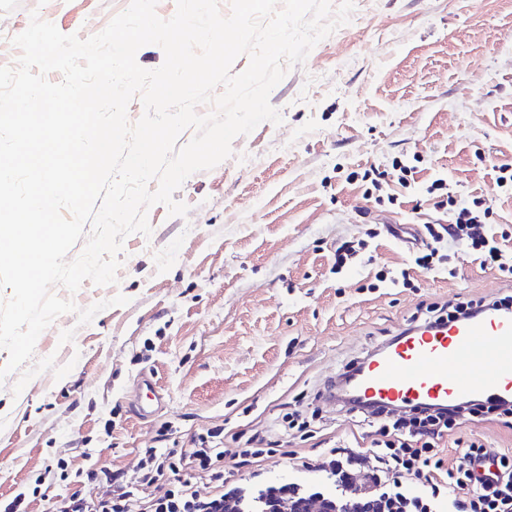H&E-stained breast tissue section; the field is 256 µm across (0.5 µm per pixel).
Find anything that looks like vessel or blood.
I'll list each match as a JSON object with an SVG mask.
<instances>
[{
    "instance_id": "obj_1",
    "label": "vessel or blood",
    "mask_w": 512,
    "mask_h": 512,
    "mask_svg": "<svg viewBox=\"0 0 512 512\" xmlns=\"http://www.w3.org/2000/svg\"><path fill=\"white\" fill-rule=\"evenodd\" d=\"M347 386L366 405L449 406L512 401V311L484 307L450 323L401 329L353 372ZM134 408L162 411L153 375L138 377Z\"/></svg>"
}]
</instances>
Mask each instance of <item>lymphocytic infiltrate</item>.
Here are the masks:
<instances>
[{
  "mask_svg": "<svg viewBox=\"0 0 512 512\" xmlns=\"http://www.w3.org/2000/svg\"><path fill=\"white\" fill-rule=\"evenodd\" d=\"M488 214L481 199L453 208L447 226L431 231L414 263L435 269L444 241L464 244L483 263L512 273L506 254L485 230ZM455 427L447 410L414 413L409 425H380L370 452L351 448L282 449L301 479L275 486L262 481L260 465L268 448H225L224 429L198 434L189 448H145L132 468L90 467L69 471L58 461L61 480H74V492L57 496L52 512H318L350 499L353 486L377 499L382 512H512V454L496 457V480L479 478L475 465L482 445L470 443L448 460L440 442ZM247 468L252 482L233 480Z\"/></svg>",
  "mask_w": 512,
  "mask_h": 512,
  "instance_id": "1",
  "label": "lymphocytic infiltrate"
}]
</instances>
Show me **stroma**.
Here are the masks:
<instances>
[{"instance_id": "1", "label": "stroma", "mask_w": 512, "mask_h": 512, "mask_svg": "<svg viewBox=\"0 0 512 512\" xmlns=\"http://www.w3.org/2000/svg\"><path fill=\"white\" fill-rule=\"evenodd\" d=\"M129 4L0 0V66L18 59L10 39L31 12L85 38ZM270 102L281 124L237 136L231 157L175 192L186 216L148 209L151 233L125 239L116 283L56 287L78 307H107L86 325L62 315L38 338L35 359L71 364L63 379L46 370L18 394L15 377L0 383V500L25 491L27 512H50L66 490L61 459L125 469L140 449L188 448L219 425L236 447L237 431H267L296 394L407 325L418 305L512 295V276L462 245L445 271L413 269L410 286L375 282L409 262L387 226L421 232L445 220L426 191L435 177L457 202L485 199L487 232L512 235V190L496 184L498 166L512 164V0H355L349 22L289 69ZM372 167L387 173L375 196L362 179ZM347 241L367 248L340 268ZM118 294L126 305H111ZM145 372L166 397L148 421L131 400ZM313 408L337 447L370 448V427L333 404ZM466 441L510 452L512 428L461 410L447 453Z\"/></svg>"}]
</instances>
